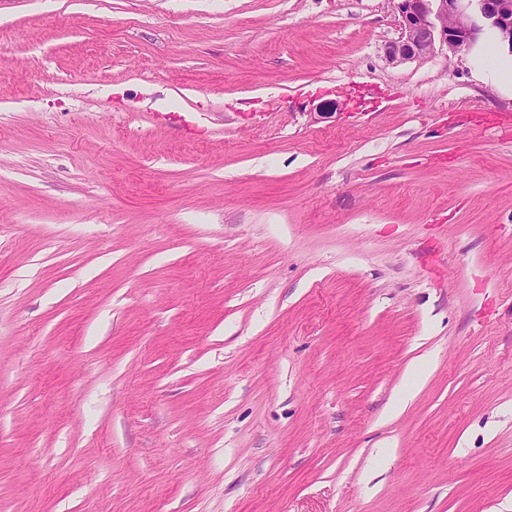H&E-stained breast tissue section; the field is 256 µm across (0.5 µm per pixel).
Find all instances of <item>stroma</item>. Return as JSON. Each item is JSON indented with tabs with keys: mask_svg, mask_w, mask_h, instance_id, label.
I'll use <instances>...</instances> for the list:
<instances>
[{
	"mask_svg": "<svg viewBox=\"0 0 512 512\" xmlns=\"http://www.w3.org/2000/svg\"><path fill=\"white\" fill-rule=\"evenodd\" d=\"M399 35L0 0V512H512V92Z\"/></svg>",
	"mask_w": 512,
	"mask_h": 512,
	"instance_id": "obj_1",
	"label": "stroma"
}]
</instances>
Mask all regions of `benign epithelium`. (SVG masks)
<instances>
[{
	"instance_id": "obj_1",
	"label": "benign epithelium",
	"mask_w": 512,
	"mask_h": 512,
	"mask_svg": "<svg viewBox=\"0 0 512 512\" xmlns=\"http://www.w3.org/2000/svg\"><path fill=\"white\" fill-rule=\"evenodd\" d=\"M401 30L385 48L392 64L424 57L436 46L468 52L485 31L512 47V0H392Z\"/></svg>"
}]
</instances>
